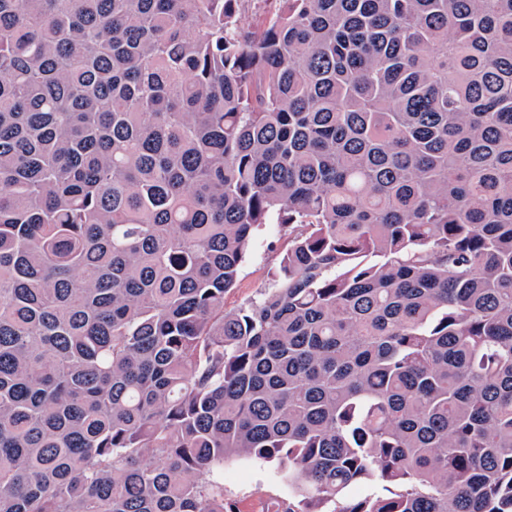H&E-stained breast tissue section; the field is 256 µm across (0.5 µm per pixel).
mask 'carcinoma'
<instances>
[{
    "label": "carcinoma",
    "mask_w": 512,
    "mask_h": 512,
    "mask_svg": "<svg viewBox=\"0 0 512 512\" xmlns=\"http://www.w3.org/2000/svg\"><path fill=\"white\" fill-rule=\"evenodd\" d=\"M252 2L0 0V512H512V0ZM285 238L279 239L277 225L267 224L257 236L244 262L237 284L224 295V310H235L270 284V273L278 264L286 247ZM224 495L239 512H264L270 499L288 498V489L275 476V465L248 458L224 462Z\"/></svg>",
    "instance_id": "cac0c4a2"
}]
</instances>
